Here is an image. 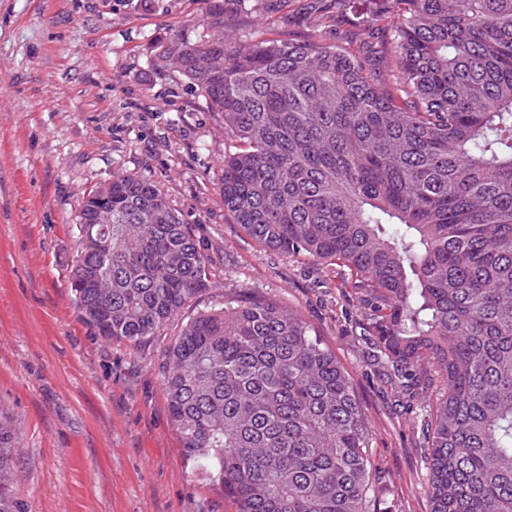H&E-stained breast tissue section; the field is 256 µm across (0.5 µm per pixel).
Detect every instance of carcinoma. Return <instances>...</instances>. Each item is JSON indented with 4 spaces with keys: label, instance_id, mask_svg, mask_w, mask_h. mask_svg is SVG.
<instances>
[{
    "label": "carcinoma",
    "instance_id": "1",
    "mask_svg": "<svg viewBox=\"0 0 512 512\" xmlns=\"http://www.w3.org/2000/svg\"><path fill=\"white\" fill-rule=\"evenodd\" d=\"M348 0H319L316 32L177 42L180 65L237 143L217 189L263 247L329 262L363 303L394 383L442 388L423 420L430 512H512V0H385L367 44L325 45ZM224 20V0H204ZM112 197V223L84 232ZM79 209L69 281L105 341L154 335L208 289L207 258L162 188L117 173ZM160 369L194 468L236 512H391L348 371L294 309L226 301L188 320ZM16 434L0 412V512Z\"/></svg>",
    "mask_w": 512,
    "mask_h": 512
}]
</instances>
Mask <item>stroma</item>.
Returning <instances> with one entry per match:
<instances>
[{"label":"stroma","mask_w":512,"mask_h":512,"mask_svg":"<svg viewBox=\"0 0 512 512\" xmlns=\"http://www.w3.org/2000/svg\"><path fill=\"white\" fill-rule=\"evenodd\" d=\"M328 45L365 40L378 0H349ZM311 0L230 12L229 38L269 39L314 23ZM203 0H0V407L18 436L25 512H234L182 453L163 389L168 327L106 342L75 310L69 282L79 204L124 172L162 187L212 271L182 317L227 298L296 309L349 372L393 512H430L422 408L390 381L363 309L338 268L266 249L216 189L230 141L219 113L155 43L196 25Z\"/></svg>","instance_id":"35a3bbf8"}]
</instances>
